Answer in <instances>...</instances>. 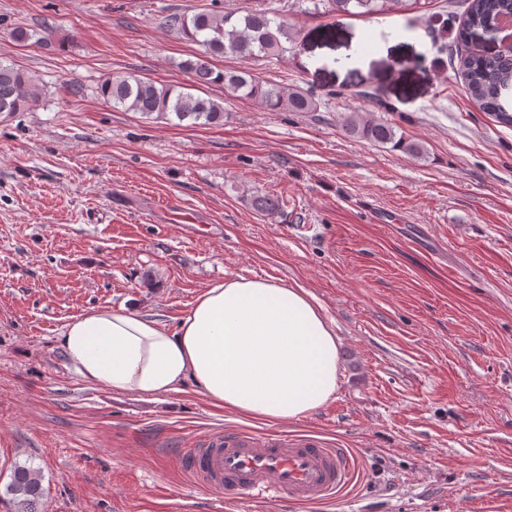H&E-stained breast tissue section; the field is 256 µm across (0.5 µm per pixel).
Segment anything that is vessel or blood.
Returning <instances> with one entry per match:
<instances>
[{
    "label": "vessel or blood",
    "instance_id": "b4317fda",
    "mask_svg": "<svg viewBox=\"0 0 512 512\" xmlns=\"http://www.w3.org/2000/svg\"><path fill=\"white\" fill-rule=\"evenodd\" d=\"M197 485L225 500L330 504L350 487L356 459L347 448L295 436L258 437L248 430L209 432L198 447L181 451Z\"/></svg>",
    "mask_w": 512,
    "mask_h": 512
}]
</instances>
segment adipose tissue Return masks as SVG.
Instances as JSON below:
<instances>
[{"label": "adipose tissue", "instance_id": "obj_1", "mask_svg": "<svg viewBox=\"0 0 512 512\" xmlns=\"http://www.w3.org/2000/svg\"><path fill=\"white\" fill-rule=\"evenodd\" d=\"M58 342L90 384L152 397L190 386L264 423L309 416L338 384L336 332L314 296L259 278L208 285L173 327L136 311L92 308L68 321Z\"/></svg>", "mask_w": 512, "mask_h": 512}]
</instances>
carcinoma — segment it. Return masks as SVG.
<instances>
[{
    "instance_id": "obj_1",
    "label": "carcinoma",
    "mask_w": 512,
    "mask_h": 512,
    "mask_svg": "<svg viewBox=\"0 0 512 512\" xmlns=\"http://www.w3.org/2000/svg\"><path fill=\"white\" fill-rule=\"evenodd\" d=\"M406 0H242V6L223 11L207 9L166 17V25L203 47L202 53L182 62L200 86L220 85L224 95L235 99H257L271 112H318L320 101L307 89L286 88L262 79L244 68L217 69L211 59H259L286 51L284 43H295L298 34L290 26L288 15L304 12L338 17L383 12ZM512 15V0H470L467 17L457 39L469 42L477 33L488 30L499 17ZM459 69L467 97L501 124L512 126V53L488 55L470 51L460 56ZM99 95L123 112H134L145 119L174 116L198 125L224 124V100L195 95L182 86L156 85L136 75L108 76L98 86ZM36 80L27 72L0 61V115L31 112L41 102ZM345 134L421 158L423 143L397 134L396 126L382 118L366 120L354 112L343 120ZM12 501L15 512H39L43 497L40 472L17 463L3 498Z\"/></svg>"
}]
</instances>
